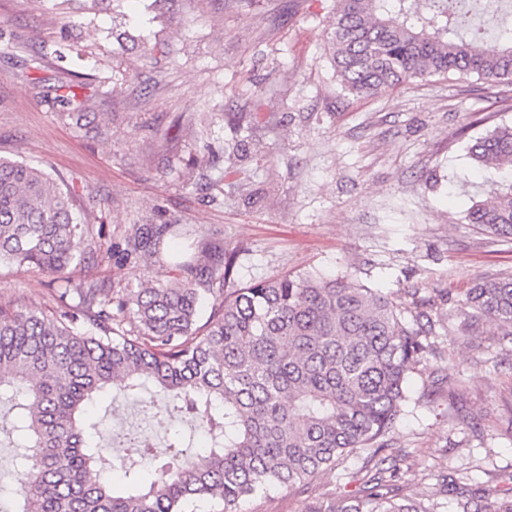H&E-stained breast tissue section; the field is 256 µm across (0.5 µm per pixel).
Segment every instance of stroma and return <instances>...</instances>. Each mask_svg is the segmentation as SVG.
<instances>
[{"instance_id": "35a3bbf8", "label": "stroma", "mask_w": 512, "mask_h": 512, "mask_svg": "<svg viewBox=\"0 0 512 512\" xmlns=\"http://www.w3.org/2000/svg\"><path fill=\"white\" fill-rule=\"evenodd\" d=\"M0 0V156L42 168L70 192L97 232L89 271L106 284L170 282L169 265L118 249L144 224L188 225L187 244L238 254L242 285L283 274L351 272L408 300H430L434 354L409 378L389 439L406 459L405 493L455 512L443 478L469 490L512 491V340L482 324L465 334L456 307L480 280L512 274V240L466 213L488 190L467 155L472 139L512 122V86L432 77L355 97L329 60L335 0ZM162 42L166 54L143 47ZM73 85L90 123L77 128L54 99ZM259 112L253 129L226 113ZM249 142L250 176L205 187L189 161ZM59 278L0 261V296L55 309ZM448 378L433 388L432 372ZM102 444L113 433L165 449L177 431L205 435L174 412L153 418L113 392L94 410ZM364 455L340 459L306 490L250 497L243 512H310L355 493Z\"/></svg>"}]
</instances>
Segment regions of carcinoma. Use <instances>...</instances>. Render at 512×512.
Here are the masks:
<instances>
[{
  "label": "carcinoma",
  "mask_w": 512,
  "mask_h": 512,
  "mask_svg": "<svg viewBox=\"0 0 512 512\" xmlns=\"http://www.w3.org/2000/svg\"><path fill=\"white\" fill-rule=\"evenodd\" d=\"M485 0H336L329 45L336 77L354 96H371L417 79L458 74L512 84V24L483 28ZM72 124L88 113L76 93L57 96ZM246 149L214 184L244 174ZM477 170L499 179L468 209V223L512 239V125L496 126L468 146ZM181 224H150L125 240L121 258H161ZM90 225L73 212L69 192L42 170L0 157V258L27 271L62 274L85 262ZM237 253L200 258L188 249L167 283L109 288L66 278L50 311L0 299V397L18 434L22 472L14 512H241L246 498L305 486L344 455L370 464L356 495L310 512H435L396 484L401 450L387 436L407 398L406 382L431 351L428 304L396 302L347 274H285L230 288ZM214 297L197 325L204 297ZM475 326L512 337V275L476 282L459 302ZM153 384L169 405L196 420L208 448L183 454L170 438L167 461L142 440L121 467L126 488L91 482L111 467L98 448L87 408L109 385L136 396Z\"/></svg>",
  "instance_id": "carcinoma-1"
}]
</instances>
